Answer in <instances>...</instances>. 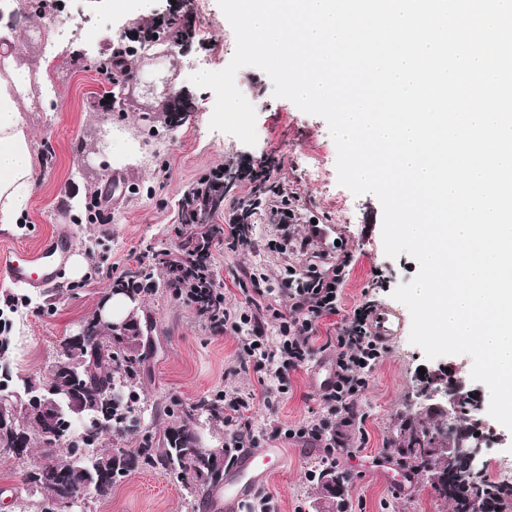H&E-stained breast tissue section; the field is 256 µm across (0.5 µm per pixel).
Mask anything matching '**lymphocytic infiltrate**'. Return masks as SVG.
Instances as JSON below:
<instances>
[{
  "label": "lymphocytic infiltrate",
  "mask_w": 512,
  "mask_h": 512,
  "mask_svg": "<svg viewBox=\"0 0 512 512\" xmlns=\"http://www.w3.org/2000/svg\"><path fill=\"white\" fill-rule=\"evenodd\" d=\"M269 220L274 233L267 248L296 256L297 264L286 265L276 288L261 287V274L250 272L253 292L245 307L229 306L217 289L205 307V321L213 333L238 336L241 366L253 370L263 387L259 395L225 390L224 422L229 425L242 418L258 399L267 408H274L280 395L287 392L292 373L315 354L321 319L337 316L336 333L324 344L336 367L334 380L319 394L324 417L286 430L275 426L270 432L274 438L306 441L321 449V466H334L341 456L353 453L345 430L358 416L355 399L366 389L368 375L384 351L370 330L374 305L365 301L348 316H341L342 288L350 260L345 257L334 262L328 252L312 250L317 231L304 236L293 233L291 226L299 221V208L289 197H281L271 207Z\"/></svg>",
  "instance_id": "obj_1"
}]
</instances>
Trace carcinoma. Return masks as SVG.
Wrapping results in <instances>:
<instances>
[{"mask_svg":"<svg viewBox=\"0 0 512 512\" xmlns=\"http://www.w3.org/2000/svg\"><path fill=\"white\" fill-rule=\"evenodd\" d=\"M195 37L193 21L170 16L149 27L148 41L153 45H173L188 43ZM191 107L184 96L169 99V123ZM252 177L253 170L247 166L227 165L218 176L203 178L179 204V223L192 228L186 243L199 254V259L189 260L183 270L169 267L165 275L168 280L175 277L189 281L198 305L203 304L204 294L214 284L208 252L199 247L214 235L212 219L224 207V200ZM157 287L154 273L143 268L129 275L122 290L135 297L151 294ZM86 326L87 335L70 336L62 343L59 361L38 382L8 370L0 371V394L16 393L29 402L55 397L60 402V416L51 425L41 423L33 413L16 414L8 402L0 405V448L15 456L27 453L34 440L43 448L41 460L27 472L25 484L46 498L62 502H78L88 488L95 496L106 498L127 473L144 463L159 464L176 473L194 492L221 486L229 458L222 448L201 446L198 426L203 418L209 423L224 421L223 398L201 399L188 410H176L179 423L167 427L158 439L142 436L138 394L133 390L147 357L141 326H134L123 336L97 328L90 319ZM94 415L102 418L104 426L92 431L84 423ZM474 430L475 421L465 411L450 420L427 409H407L395 425L388 451L404 467L446 475V482L433 487V491L450 504L452 512H478L477 505L487 499L499 512H512V484H498L484 476L480 486L464 492L456 482L461 469L448 470V461L430 452L444 440L454 446ZM110 432L131 439L135 447L99 449L102 438ZM61 447L67 448L64 460L56 454ZM327 478L346 491L347 476L332 466L315 474L316 489H321Z\"/></svg>","mask_w":512,"mask_h":512,"instance_id":"1","label":"carcinoma"}]
</instances>
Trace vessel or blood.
Returning a JSON list of instances; mask_svg holds the SVG:
<instances>
[{"mask_svg":"<svg viewBox=\"0 0 512 512\" xmlns=\"http://www.w3.org/2000/svg\"><path fill=\"white\" fill-rule=\"evenodd\" d=\"M73 244L66 227L42 238L33 247H19L0 259V274L16 283L35 287L55 283L68 264ZM403 320L396 311L381 306L373 315L371 329L379 341L385 342L396 336ZM286 461L282 449L258 448L241 452L234 466L235 476L226 478L223 492L215 494L208 508L210 512H235L236 507L250 495L248 485L239 483V476L251 475L253 481L265 480L273 467L283 466Z\"/></svg>","mask_w":512,"mask_h":512,"instance_id":"obj_1","label":"vessel or blood"}]
</instances>
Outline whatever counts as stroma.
Listing matches in <instances>:
<instances>
[{"mask_svg": "<svg viewBox=\"0 0 512 512\" xmlns=\"http://www.w3.org/2000/svg\"><path fill=\"white\" fill-rule=\"evenodd\" d=\"M197 36L173 47L175 66H164L155 49L136 55L140 83L130 85L121 108L107 97L109 82L101 73L117 44H127L142 21L109 10L106 0H60L43 14L30 12L27 0H9L0 15V46L18 52L30 30L38 29L44 43L18 52L21 62L37 74V81L20 110L32 137L37 162L36 184L26 216L28 230L15 238L0 237V257L16 247L34 246L39 237L67 225L73 250L85 255L89 271L81 279L64 278L56 287L32 288L0 277V310L21 309L26 315L23 351L0 357L14 374L36 379L58 360L65 337L77 334L111 295L113 273L140 267L146 251H176L181 238L178 205L200 178L228 163H275L274 180L295 192L305 207L306 223L342 225L344 234L335 256L351 254L342 291V310L350 312L363 299L393 308L410 320L408 308L392 296L419 270L407 254L388 257L382 241V206L374 195H354L337 180L335 143L326 121L302 112L293 102L273 95L270 78L255 67L241 68L238 89L256 111L257 142L210 128L216 96L193 85L190 77L201 69L220 71L231 62L236 42L217 0H198L194 10ZM164 73L173 89L193 102V110L176 126H166V96L149 91L148 81ZM155 125L161 136L147 133ZM124 135L136 146L132 160L114 163L106 155L107 135ZM118 176L124 196L108 208L111 221L91 223L94 205L105 183ZM211 263L227 304L243 306L240 281L245 271L260 269L268 285L283 275V255L243 249L236 252L213 245ZM137 316L148 333L149 355L138 383L141 420L146 431L162 433L171 422L172 404L190 406L229 387L261 392L253 372L239 366V340L213 334L194 304L175 297L168 288L141 297ZM409 329L389 341L358 399L361 418L351 432L357 453L342 457L341 468L351 470L345 498L351 512H451L432 487L421 479L401 484L387 442L392 424L414 396L419 368H430L423 351L410 343ZM313 366L293 373L287 394L274 409L255 401L248 412L254 435L271 426L288 429L321 415L318 391L312 384ZM276 446L286 464L272 473L260 495L270 512H311L315 484L309 471L319 453L298 439L281 437ZM39 448L24 458L0 451V512H40L41 497L27 491L24 474L39 460ZM204 496L185 487L177 474L161 467H139L113 488L109 497L86 496L74 512H201Z\"/></svg>", "mask_w": 512, "mask_h": 512, "instance_id": "obj_1", "label": "stroma"}]
</instances>
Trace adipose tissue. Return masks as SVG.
Listing matches in <instances>:
<instances>
[{
    "label": "adipose tissue",
    "instance_id": "ef3b65f1",
    "mask_svg": "<svg viewBox=\"0 0 512 512\" xmlns=\"http://www.w3.org/2000/svg\"><path fill=\"white\" fill-rule=\"evenodd\" d=\"M32 80L28 67L10 63L0 70V231L22 235L35 181L31 135L19 98Z\"/></svg>",
    "mask_w": 512,
    "mask_h": 512
}]
</instances>
